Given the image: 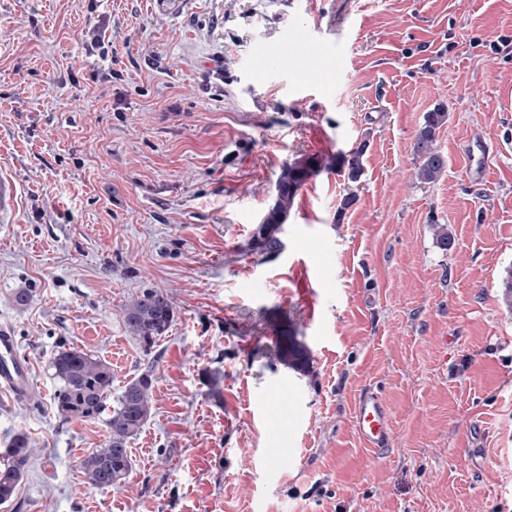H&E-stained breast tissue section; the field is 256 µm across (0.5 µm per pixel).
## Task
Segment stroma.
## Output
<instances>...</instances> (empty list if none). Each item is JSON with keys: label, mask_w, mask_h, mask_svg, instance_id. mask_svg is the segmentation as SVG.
Wrapping results in <instances>:
<instances>
[{"label": "stroma", "mask_w": 512, "mask_h": 512, "mask_svg": "<svg viewBox=\"0 0 512 512\" xmlns=\"http://www.w3.org/2000/svg\"><path fill=\"white\" fill-rule=\"evenodd\" d=\"M440 107L448 169L424 184ZM299 159L322 167L282 250H252ZM1 176L0 327L33 397L0 393V448L24 431L35 454L0 512H512V0H0ZM147 290L175 313L148 350L122 315ZM64 344L111 364L113 395L154 374L122 488L83 473L104 422L57 414ZM367 387L382 452L354 430ZM448 113L438 108L426 115L412 148L416 177L424 183L437 181L446 171L447 160L437 146V130L445 124ZM467 161V175L473 181H482L487 173V156L482 144H474L464 153ZM281 360L287 365L298 369L299 366L305 365L307 361L306 349L291 336L286 337L279 345ZM353 421L366 448L380 451L389 446L390 412L378 391L365 388L359 393L354 403Z\"/></svg>", "instance_id": "35a3bbf8"}]
</instances>
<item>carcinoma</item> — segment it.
<instances>
[{"mask_svg":"<svg viewBox=\"0 0 512 512\" xmlns=\"http://www.w3.org/2000/svg\"><path fill=\"white\" fill-rule=\"evenodd\" d=\"M447 118L448 113L441 108L428 113L416 134L412 148L416 177L424 183L437 181L446 171L447 160L437 146L436 132ZM363 150L362 145L351 150L346 159L348 177L354 182L363 171ZM313 169L308 160L282 167L276 181L275 202L252 237L256 241L254 249L267 255L281 251L283 225L288 220L298 190L310 178ZM173 319V303L161 291H145L123 309L128 332L147 350L169 330ZM278 349L281 360L296 369L307 361L306 349L290 336L278 345ZM51 366L59 383L55 405L62 418H104L108 433L106 443L93 450L82 463L89 484L110 487L126 481L133 471L128 454L129 440L140 432L151 415L152 375L144 373L130 381L118 397L116 406L110 408L112 368L107 362L74 346H62L54 354ZM32 454V441L23 431L14 434L0 453L6 459V463L0 465L1 503L14 495Z\"/></svg>","mask_w":512,"mask_h":512,"instance_id":"carcinoma-1","label":"carcinoma"}]
</instances>
